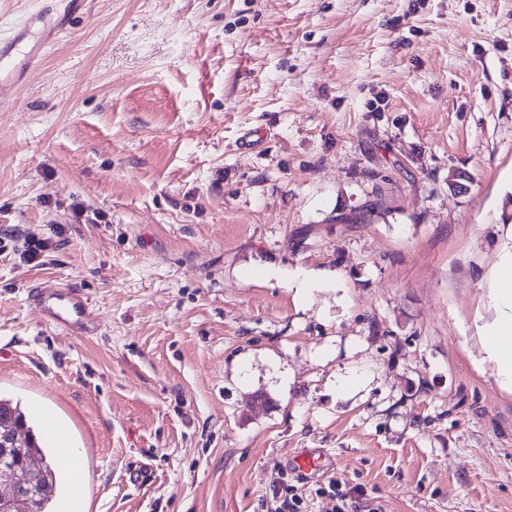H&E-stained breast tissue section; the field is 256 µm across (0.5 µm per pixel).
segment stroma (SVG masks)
Returning <instances> with one entry per match:
<instances>
[{
    "instance_id": "stroma-1",
    "label": "stroma",
    "mask_w": 512,
    "mask_h": 512,
    "mask_svg": "<svg viewBox=\"0 0 512 512\" xmlns=\"http://www.w3.org/2000/svg\"><path fill=\"white\" fill-rule=\"evenodd\" d=\"M511 226L512 0H87L0 109V396L81 449L76 512H512ZM506 234L508 243L499 250L490 274L496 316L483 337L487 359L496 365L500 386L512 390V226ZM28 295L35 309L59 327L83 334L96 331L99 326L81 289L42 284L31 288Z\"/></svg>"
}]
</instances>
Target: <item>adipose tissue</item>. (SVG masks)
Instances as JSON below:
<instances>
[{
  "label": "adipose tissue",
  "instance_id": "adipose-tissue-1",
  "mask_svg": "<svg viewBox=\"0 0 512 512\" xmlns=\"http://www.w3.org/2000/svg\"><path fill=\"white\" fill-rule=\"evenodd\" d=\"M507 236L509 242L500 249L490 274L496 316L484 341L486 356L496 365L500 386L512 390V228Z\"/></svg>",
  "mask_w": 512,
  "mask_h": 512
}]
</instances>
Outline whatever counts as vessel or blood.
<instances>
[{"label":"vessel or blood","instance_id":"1","mask_svg":"<svg viewBox=\"0 0 512 512\" xmlns=\"http://www.w3.org/2000/svg\"><path fill=\"white\" fill-rule=\"evenodd\" d=\"M45 5L18 24L12 35L0 37V103L14 99L28 69L39 67L44 50L59 37L70 16L84 0H44ZM29 301L55 325L76 333L96 331L99 323L81 289L39 285Z\"/></svg>","mask_w":512,"mask_h":512}]
</instances>
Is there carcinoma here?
Wrapping results in <instances>:
<instances>
[{"label":"carcinoma","instance_id":"carcinoma-1","mask_svg":"<svg viewBox=\"0 0 512 512\" xmlns=\"http://www.w3.org/2000/svg\"><path fill=\"white\" fill-rule=\"evenodd\" d=\"M2 425L20 427L28 434V439L19 448L18 458L7 465V468L28 476L29 486L26 489V496L18 500V512H52L48 507L51 496L45 494V490L56 485L57 475L53 464L47 461L46 446L29 425L20 405L0 397V426ZM33 458L41 460L42 468L30 475L27 471V462Z\"/></svg>","mask_w":512,"mask_h":512}]
</instances>
